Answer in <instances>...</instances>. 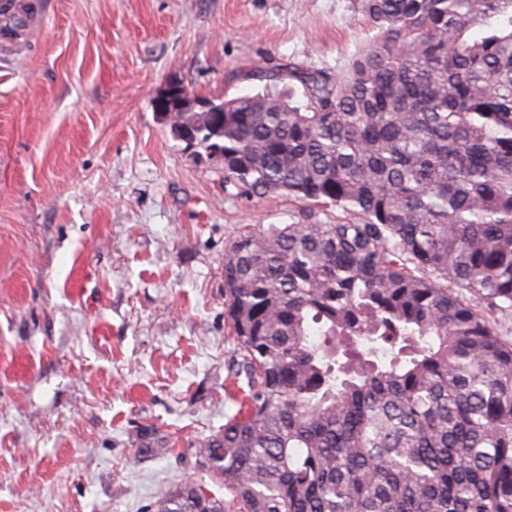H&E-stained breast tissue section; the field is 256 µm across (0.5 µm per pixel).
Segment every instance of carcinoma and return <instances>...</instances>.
Returning <instances> with one entry per match:
<instances>
[{"label": "carcinoma", "instance_id": "obj_1", "mask_svg": "<svg viewBox=\"0 0 512 512\" xmlns=\"http://www.w3.org/2000/svg\"><path fill=\"white\" fill-rule=\"evenodd\" d=\"M359 2L374 41L290 73L305 104L189 129L225 182L361 215L225 251L243 399L202 465L239 512H512V0ZM159 512L225 506L185 484Z\"/></svg>", "mask_w": 512, "mask_h": 512}]
</instances>
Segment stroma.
<instances>
[{
	"mask_svg": "<svg viewBox=\"0 0 512 512\" xmlns=\"http://www.w3.org/2000/svg\"><path fill=\"white\" fill-rule=\"evenodd\" d=\"M0 39V512H157L236 406L224 253L250 224L342 212L225 182L154 112L342 73L358 0H41ZM164 436L142 447L140 432Z\"/></svg>",
	"mask_w": 512,
	"mask_h": 512,
	"instance_id": "stroma-1",
	"label": "stroma"
}]
</instances>
